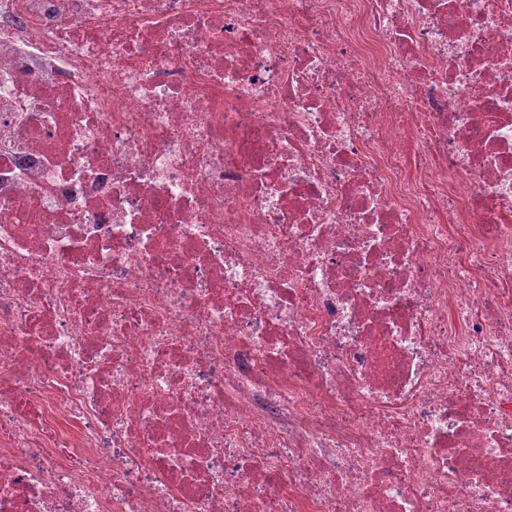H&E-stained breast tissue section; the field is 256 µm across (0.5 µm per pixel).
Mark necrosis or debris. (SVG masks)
Instances as JSON below:
<instances>
[{"mask_svg": "<svg viewBox=\"0 0 512 512\" xmlns=\"http://www.w3.org/2000/svg\"><path fill=\"white\" fill-rule=\"evenodd\" d=\"M0 512H512V0H0Z\"/></svg>", "mask_w": 512, "mask_h": 512, "instance_id": "obj_1", "label": "necrosis or debris"}]
</instances>
